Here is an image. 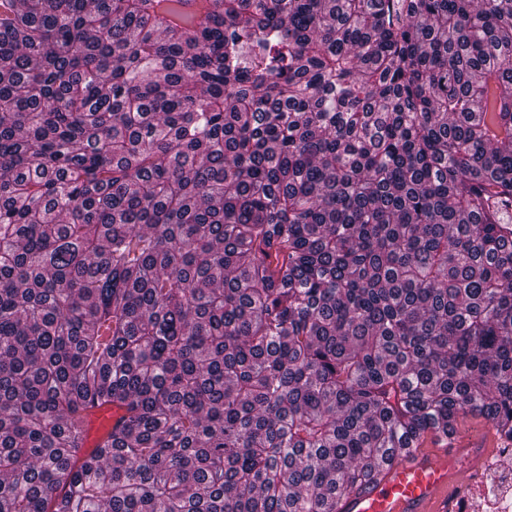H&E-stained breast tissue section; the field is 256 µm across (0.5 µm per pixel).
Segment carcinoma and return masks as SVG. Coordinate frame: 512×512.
<instances>
[{"instance_id": "carcinoma-1", "label": "carcinoma", "mask_w": 512, "mask_h": 512, "mask_svg": "<svg viewBox=\"0 0 512 512\" xmlns=\"http://www.w3.org/2000/svg\"><path fill=\"white\" fill-rule=\"evenodd\" d=\"M476 413L512 0H0V512H336ZM120 411L112 405L92 408L86 417V448H92L99 438L112 429V423L118 418Z\"/></svg>"}]
</instances>
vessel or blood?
Listing matches in <instances>:
<instances>
[{
  "instance_id": "vessel-or-blood-1",
  "label": "vessel or blood",
  "mask_w": 512,
  "mask_h": 512,
  "mask_svg": "<svg viewBox=\"0 0 512 512\" xmlns=\"http://www.w3.org/2000/svg\"><path fill=\"white\" fill-rule=\"evenodd\" d=\"M118 416L109 405L92 408L86 417L87 447H94ZM474 454L471 447L400 449L378 483L338 500L336 512H448L461 465Z\"/></svg>"
}]
</instances>
